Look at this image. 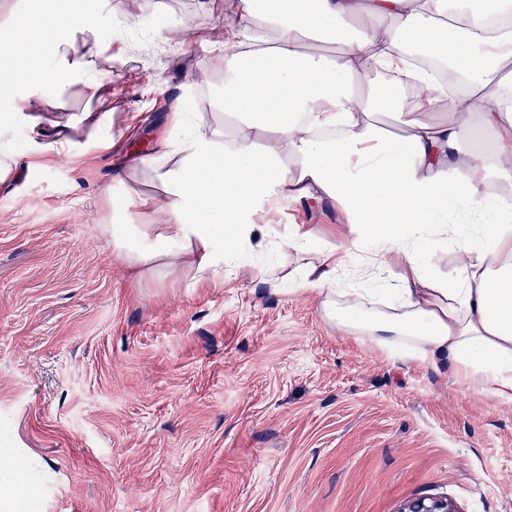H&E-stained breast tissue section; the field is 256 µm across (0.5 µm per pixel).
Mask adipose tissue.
<instances>
[{
    "instance_id": "adipose-tissue-1",
    "label": "adipose tissue",
    "mask_w": 512,
    "mask_h": 512,
    "mask_svg": "<svg viewBox=\"0 0 512 512\" xmlns=\"http://www.w3.org/2000/svg\"><path fill=\"white\" fill-rule=\"evenodd\" d=\"M0 112L17 91L67 86V47L112 48L84 0H37L28 17L0 0ZM222 124L171 135L129 155L106 191L100 233L135 282L178 271L193 282L245 266L256 248L295 253V287L336 328L387 348L451 359L473 391L512 404V0H237L224 18ZM338 44L327 56L328 44ZM56 51L43 67V52ZM449 62L458 91L411 77L410 57ZM449 114L432 124L427 115ZM389 114L405 130L387 135ZM145 181L149 193L131 192ZM325 199L340 236L279 229L262 214ZM237 250H227V237ZM457 259L438 269L434 247ZM353 269L358 287H337Z\"/></svg>"
}]
</instances>
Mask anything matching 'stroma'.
I'll list each match as a JSON object with an SVG mask.
<instances>
[{
    "mask_svg": "<svg viewBox=\"0 0 512 512\" xmlns=\"http://www.w3.org/2000/svg\"><path fill=\"white\" fill-rule=\"evenodd\" d=\"M123 52L47 84L9 126L28 144L57 121L46 167L0 183V450L22 469L0 512H398L417 498L455 512H512V404L481 395L452 361L345 335L289 286L295 258L131 282L101 237L105 192L131 152L167 135L174 99L216 122L215 89L183 86L224 41L215 0H91ZM191 29L167 47L153 18ZM110 80L111 100L83 82ZM95 111L97 125L85 121ZM274 224L326 232L330 203L290 202Z\"/></svg>",
    "mask_w": 512,
    "mask_h": 512,
    "instance_id": "1",
    "label": "stroma"
}]
</instances>
